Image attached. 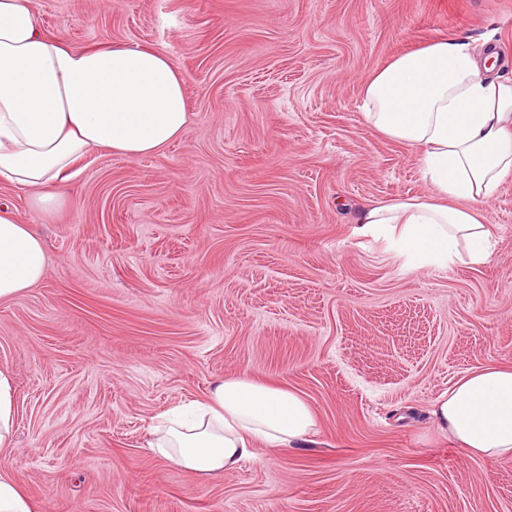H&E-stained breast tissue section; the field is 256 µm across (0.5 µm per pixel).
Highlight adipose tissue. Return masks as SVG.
Returning <instances> with one entry per match:
<instances>
[{
    "instance_id": "ef3b65f1",
    "label": "adipose tissue",
    "mask_w": 512,
    "mask_h": 512,
    "mask_svg": "<svg viewBox=\"0 0 512 512\" xmlns=\"http://www.w3.org/2000/svg\"><path fill=\"white\" fill-rule=\"evenodd\" d=\"M364 117L388 138L419 148L434 194L376 203L362 230L396 231L417 265L487 263L494 251L481 202L512 176V79L492 75L474 39L452 37L399 55L363 88ZM189 117L181 69L155 49L116 44L74 50L44 33L35 0H0V182L41 189L44 209L91 150L129 158L156 155ZM44 241L0 205V301L40 282ZM16 395L0 369V512H41L14 474ZM436 426L467 452L512 458V367L470 372L431 411ZM300 394L249 376L216 382L200 401L155 416L148 443L169 466L213 480L256 457V443L292 448L315 435Z\"/></svg>"
}]
</instances>
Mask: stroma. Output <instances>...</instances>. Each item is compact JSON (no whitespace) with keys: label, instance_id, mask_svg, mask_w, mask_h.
Here are the masks:
<instances>
[{"label":"stroma","instance_id":"obj_1","mask_svg":"<svg viewBox=\"0 0 512 512\" xmlns=\"http://www.w3.org/2000/svg\"><path fill=\"white\" fill-rule=\"evenodd\" d=\"M76 50L179 63L190 122L161 154L89 153L31 206L45 277L0 301L17 390L12 467L45 512H512V458L435 426L471 370L512 366V178L483 205L480 266H413L361 209L423 199L416 150L362 116L364 79L450 36L494 44L512 78V0H37ZM248 375L301 393L318 432L206 481L147 428Z\"/></svg>","mask_w":512,"mask_h":512}]
</instances>
